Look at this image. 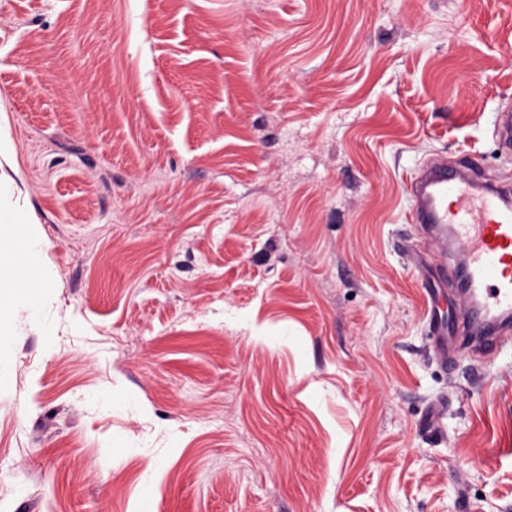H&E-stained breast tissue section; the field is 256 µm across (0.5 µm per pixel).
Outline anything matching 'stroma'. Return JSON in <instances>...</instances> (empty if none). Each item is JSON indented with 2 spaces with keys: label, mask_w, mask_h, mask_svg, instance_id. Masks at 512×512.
Here are the masks:
<instances>
[{
  "label": "stroma",
  "mask_w": 512,
  "mask_h": 512,
  "mask_svg": "<svg viewBox=\"0 0 512 512\" xmlns=\"http://www.w3.org/2000/svg\"><path fill=\"white\" fill-rule=\"evenodd\" d=\"M505 106L512 0H0V512H512V347L442 367L400 247ZM16 251L28 263L30 271L35 275V289L25 292L26 305L31 316L38 323L44 324L46 317L43 308L44 291L41 288H48L53 282L52 274L43 270L39 260V243L34 233H29L19 239L16 243Z\"/></svg>",
  "instance_id": "35a3bbf8"
}]
</instances>
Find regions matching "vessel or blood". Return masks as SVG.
<instances>
[{"mask_svg": "<svg viewBox=\"0 0 512 512\" xmlns=\"http://www.w3.org/2000/svg\"><path fill=\"white\" fill-rule=\"evenodd\" d=\"M407 190L420 242L403 251L435 270L424 294L435 303L453 277L463 297L455 323L430 311L440 362L453 363L460 336L469 337L473 353L495 358L512 340V174L429 161Z\"/></svg>", "mask_w": 512, "mask_h": 512, "instance_id": "b4317fda", "label": "vessel or blood"}]
</instances>
